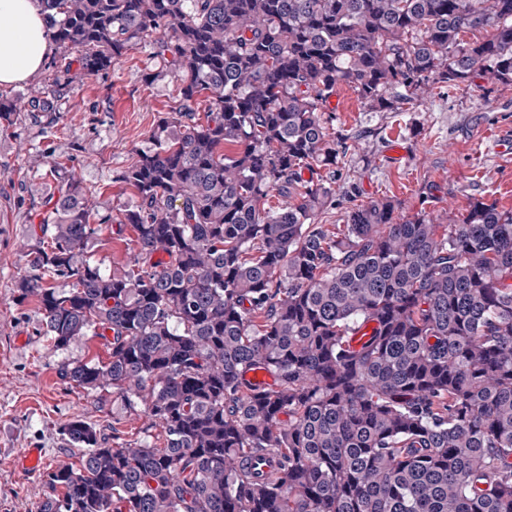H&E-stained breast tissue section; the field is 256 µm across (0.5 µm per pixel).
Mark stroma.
<instances>
[{
    "instance_id": "1",
    "label": "stroma",
    "mask_w": 512,
    "mask_h": 512,
    "mask_svg": "<svg viewBox=\"0 0 512 512\" xmlns=\"http://www.w3.org/2000/svg\"><path fill=\"white\" fill-rule=\"evenodd\" d=\"M180 82L148 49L137 47L114 60L110 71L73 85L62 96L53 123L18 111L0 114V512H37L41 475L22 476L14 457L41 448L45 463L77 462L78 449L64 439L71 421L93 423L110 444L145 437L148 420L105 391H87L61 380L62 362L102 360L107 348L88 335L55 349L42 334L35 298L22 297L16 282L27 254L43 242L37 229L45 201L56 189L51 162L75 168L101 202L109 223L98 225L83 253L105 273L129 268L137 251L132 229L119 223L134 200L121 180L151 129L180 100ZM330 134L350 143L335 171L336 204L318 216L328 228L344 223L350 207L386 198L402 215L426 210L448 224L473 199L512 211V86L473 85L439 89L400 112H369L346 85L331 99ZM44 163H35V156Z\"/></svg>"
}]
</instances>
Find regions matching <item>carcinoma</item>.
Listing matches in <instances>:
<instances>
[{"instance_id": "obj_1", "label": "carcinoma", "mask_w": 512, "mask_h": 512, "mask_svg": "<svg viewBox=\"0 0 512 512\" xmlns=\"http://www.w3.org/2000/svg\"><path fill=\"white\" fill-rule=\"evenodd\" d=\"M39 2L58 55L32 118L137 45L181 74L182 103L122 174L131 269L79 260L106 219L51 166V242L16 287L53 347L106 341L59 376L141 403L157 441L72 421L81 455L46 470L38 512H512V212L475 199L439 224L384 199L316 223L336 203V86L369 112L480 73L512 86V0Z\"/></svg>"}]
</instances>
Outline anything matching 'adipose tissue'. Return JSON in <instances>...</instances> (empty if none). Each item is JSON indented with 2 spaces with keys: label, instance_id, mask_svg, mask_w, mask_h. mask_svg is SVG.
Here are the masks:
<instances>
[{
  "label": "adipose tissue",
  "instance_id": "adipose-tissue-1",
  "mask_svg": "<svg viewBox=\"0 0 512 512\" xmlns=\"http://www.w3.org/2000/svg\"><path fill=\"white\" fill-rule=\"evenodd\" d=\"M50 52L38 0H0V86L37 74Z\"/></svg>",
  "mask_w": 512,
  "mask_h": 512
}]
</instances>
